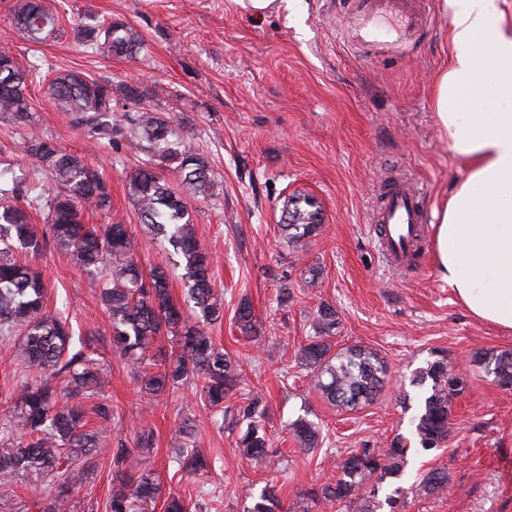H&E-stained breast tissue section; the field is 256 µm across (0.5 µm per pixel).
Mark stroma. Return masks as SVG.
Here are the masks:
<instances>
[{
	"label": "stroma",
	"mask_w": 512,
	"mask_h": 512,
	"mask_svg": "<svg viewBox=\"0 0 512 512\" xmlns=\"http://www.w3.org/2000/svg\"><path fill=\"white\" fill-rule=\"evenodd\" d=\"M16 2L0 0V45H10L21 64L137 83L150 103L187 125L192 146L208 157L215 194L189 202L224 300V318L208 332L237 361L247 391L266 401L267 432L283 472L255 468L237 448L235 433L213 423L193 388L143 399L109 344L110 322L95 285L57 251L30 257L47 287L48 307L63 308L73 329L95 341L112 404L107 445L121 441L133 448L139 432H152L145 456L163 491L201 498L208 512H243L271 480L285 512H337L336 503L314 502L312 494L335 477L352 449L408 434L411 413L403 396L412 390V374L442 352L465 387L452 403L448 440L432 454L415 456L410 474L443 468L450 481L441 495L406 499L397 512H512V389L500 388L472 362L481 349H512V332L471 316L441 279L434 227L426 229L415 267L398 272L371 222L387 176L414 179L434 211L464 174L431 103L434 74L448 53V19L438 0L422 5L435 24L406 45L375 49L351 40L346 0H296L262 19L232 11L227 0H52L61 32L44 43L17 37L9 23ZM89 14L136 30L140 53L104 57L75 43L70 29ZM30 94L38 126L66 150L88 157L106 179L112 215L133 233L142 265L166 262L128 196L126 176L139 156L95 148L60 121L42 87L32 86ZM291 194L316 197L324 211L318 236L299 253L280 229L283 200ZM314 264L321 275L305 282L303 271ZM284 285L293 301L281 307L276 295ZM244 297L261 341L244 339L235 324ZM323 302L338 312L339 346L372 348L388 366L379 399L354 412L323 400L296 362ZM21 381L10 344L0 340V423L10 420ZM304 415L323 437L321 448L308 455L286 430L288 421ZM186 417L198 427L196 448L212 463L190 478L169 463ZM111 488L112 464L104 458L92 481L74 489L75 512L89 505L105 512Z\"/></svg>",
	"instance_id": "1"
}]
</instances>
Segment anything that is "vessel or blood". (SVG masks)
Here are the masks:
<instances>
[{
    "label": "vessel or blood",
    "mask_w": 512,
    "mask_h": 512,
    "mask_svg": "<svg viewBox=\"0 0 512 512\" xmlns=\"http://www.w3.org/2000/svg\"><path fill=\"white\" fill-rule=\"evenodd\" d=\"M359 20L356 42L374 47L410 41L423 20L422 0H353ZM373 223L384 225V248L391 262L405 266L414 245L423 243L430 212L420 188L409 178L392 177L381 188Z\"/></svg>",
    "instance_id": "1"
}]
</instances>
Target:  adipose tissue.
Here are the masks:
<instances>
[{"label": "adipose tissue", "instance_id": "1", "mask_svg": "<svg viewBox=\"0 0 512 512\" xmlns=\"http://www.w3.org/2000/svg\"><path fill=\"white\" fill-rule=\"evenodd\" d=\"M503 0H440L448 59L432 105L466 175L437 211L439 273L476 319L512 330V14Z\"/></svg>", "mask_w": 512, "mask_h": 512}]
</instances>
